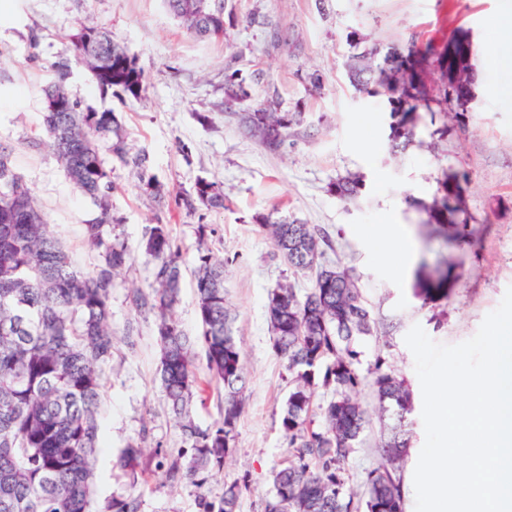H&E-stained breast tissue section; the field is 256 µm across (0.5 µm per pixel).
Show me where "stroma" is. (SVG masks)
<instances>
[{
    "mask_svg": "<svg viewBox=\"0 0 512 512\" xmlns=\"http://www.w3.org/2000/svg\"><path fill=\"white\" fill-rule=\"evenodd\" d=\"M234 20L224 37L196 39L168 12L163 0H0V149L31 188L53 234L75 265L92 268L98 254L86 241L96 208L69 181L41 126L43 89L52 64L70 51L69 37L89 22L125 44L144 71L140 99L102 92L82 61L72 60L68 88L82 108L114 112L134 150L148 155L157 179L174 192L199 180L218 183L224 206L204 216L162 211L129 167L107 159L111 171L110 238L122 242L132 260L114 279L110 307L116 334L102 365L100 435L95 463L96 510L113 498L135 494L139 512H201L200 499L219 501L226 483L245 477L250 489L237 512H261L273 472L289 456L280 414L288 396V374L272 348L266 313L271 289L290 283L305 293L311 277L289 269L255 218L272 211L318 225L328 236L327 260L349 270L379 330L355 339L365 382L359 399L375 411L369 377L374 367L405 380L413 393L411 446L400 464L405 512H415L414 471L425 441L423 398L414 356L405 343L413 325L434 341L455 345L471 338L512 286V69L484 64L489 35L484 20L512 11V0H225ZM472 32L476 101L464 125L437 116L422 126L413 145L390 151V107L385 96L358 92L347 64L352 55L432 38L437 46ZM238 71L249 96L224 108L225 74ZM319 74L312 87L310 74ZM275 97L284 112H299L279 151L250 138L238 115ZM468 174L461 237L448 235L410 207L431 203L443 169ZM360 177L352 201L336 198L338 178ZM170 227L184 276L174 315L188 336L200 334L191 272L198 256L200 225L207 245L224 261V292L248 377L245 410L235 449L224 468L199 486H170L164 472L179 459L183 438L164 399L158 370L155 319L132 303L135 289H148L155 260L144 250L154 219ZM405 224L416 256L436 265L458 264L460 278L448 299L423 303L413 271L396 272L372 238L392 222ZM193 355L201 391L194 406L200 426L217 421L224 392L211 381L201 345ZM379 422H372L346 472L363 491L379 462ZM142 442L135 474L114 467L129 443Z\"/></svg>",
    "mask_w": 512,
    "mask_h": 512,
    "instance_id": "obj_1",
    "label": "stroma"
}]
</instances>
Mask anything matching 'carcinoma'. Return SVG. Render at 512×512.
<instances>
[{"instance_id":"1","label":"carcinoma","mask_w":512,"mask_h":512,"mask_svg":"<svg viewBox=\"0 0 512 512\" xmlns=\"http://www.w3.org/2000/svg\"><path fill=\"white\" fill-rule=\"evenodd\" d=\"M164 2L190 34L200 39L224 36V6L215 0ZM71 43L102 91L141 98L144 71L109 33L82 24ZM375 54L377 61L365 52L353 57L350 81L360 92L387 97L392 150L413 143L422 112L450 102L466 105L459 93L448 99L453 64L436 54L431 42L415 40L405 51L389 47ZM431 66L441 75L434 93L422 77ZM53 71L44 94L54 93L65 111L45 108L42 126L69 180L97 207L86 232L99 260L89 270L75 268L50 232L31 190H26L25 209L15 206L3 172L8 155L0 150V512H91L94 463L102 448L101 365L112 355L114 343L110 295L115 276L131 260L124 244L105 236V228L112 225V181L102 152L135 168L159 207L172 202L189 213L224 207V193L214 182L200 180L191 192L171 193L150 172L146 155L131 152L114 113L82 110L71 97L66 86L70 58L59 57ZM225 81L226 107L248 96L237 73L226 75ZM278 107L271 100L241 116L250 137L271 150L302 121L301 113L280 112ZM463 177L467 174L443 173L438 196L420 205L427 223L458 225ZM361 190L362 183L352 177L333 183L334 194L345 201L358 197ZM256 222L290 269L315 271L304 297L288 284L273 289L267 298L273 349L289 376L280 426L292 451L291 459L273 475L263 512H358L362 506L365 512H404L395 471L410 448L412 394L404 381L382 371L379 364L373 371V389L386 435L379 445L381 464L367 476L364 503L355 501L347 487L345 464L371 422L357 398L364 378L351 343L371 335L377 325L360 289L347 270L325 264L329 240L321 228L271 214L256 217ZM144 246L156 261L151 294L137 290L133 301L155 316L161 383L187 457L183 465L172 464L165 478L200 485L201 476L222 470L233 452L248 384L224 297V261L201 249L193 269L197 341L204 348L206 370L224 388L219 421L203 428L194 419L200 384L192 341L173 314L182 260L168 225H149ZM457 279L452 262L432 270L422 262L415 272V294L425 302L446 299ZM320 390L331 398L316 407L313 400ZM247 488L238 481L224 484L219 503L201 499L202 512H236Z\"/></svg>"}]
</instances>
